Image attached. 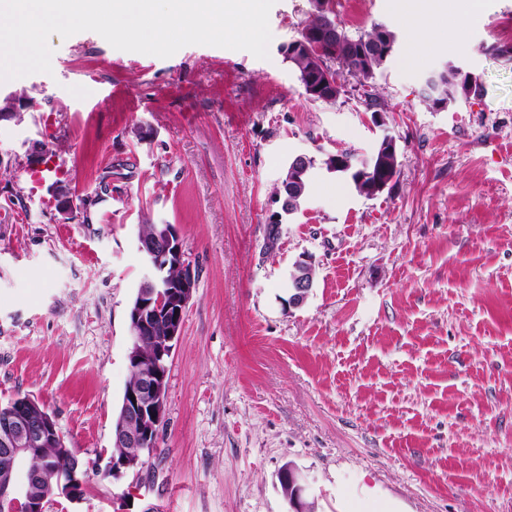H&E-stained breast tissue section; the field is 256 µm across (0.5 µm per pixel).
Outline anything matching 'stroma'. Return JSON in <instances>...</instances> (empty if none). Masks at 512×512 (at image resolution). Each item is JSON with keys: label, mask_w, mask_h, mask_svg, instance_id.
Wrapping results in <instances>:
<instances>
[{"label": "stroma", "mask_w": 512, "mask_h": 512, "mask_svg": "<svg viewBox=\"0 0 512 512\" xmlns=\"http://www.w3.org/2000/svg\"><path fill=\"white\" fill-rule=\"evenodd\" d=\"M348 34L386 23L374 81L311 99L284 49L310 0H276L269 56L187 45L167 58L98 33L51 35V73L0 83L33 108L0 121V405L55 415L93 465L77 512H289L293 464L315 512H512V0L438 22L416 49L391 0H329ZM454 61L478 95L436 111L424 79ZM398 148L368 197L315 167L264 253L276 189L300 153ZM51 157L92 223L29 179ZM172 224L198 274L168 363L160 453L102 472L129 376L127 312L142 223ZM315 286L288 306V272Z\"/></svg>", "instance_id": "stroma-1"}]
</instances>
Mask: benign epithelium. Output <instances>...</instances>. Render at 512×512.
<instances>
[{
  "label": "benign epithelium",
  "mask_w": 512,
  "mask_h": 512,
  "mask_svg": "<svg viewBox=\"0 0 512 512\" xmlns=\"http://www.w3.org/2000/svg\"><path fill=\"white\" fill-rule=\"evenodd\" d=\"M294 52L308 56L314 63H320L322 53L318 36L312 33L306 35L293 46ZM339 80L336 75L324 71L322 78L308 77L309 93L320 100L332 99V89L336 88ZM58 198L60 211L69 219H78L84 205L75 202L69 192L61 186H53ZM147 252L150 258L157 262L174 263L180 269L177 280L165 285V297L168 304L164 307L151 300H142L132 310L129 329L130 342L133 348L129 351V360L136 366L138 384L128 391L125 397V412L117 426L112 429V437L117 441L133 448H144L150 440L156 438L165 418L167 400V361L171 357L183 328L186 309L192 299L195 288V271L185 260L179 234L168 230L160 243L153 246H139ZM312 284L309 280L294 283L290 287L293 297L288 306L299 307L307 299ZM164 325V334L155 346L152 359L141 357L138 347V336L152 329L156 323ZM54 444L69 454L73 450L65 444L55 417L44 409L33 398L18 397L10 410L0 415V458L3 459V475L0 476V504L7 507L8 512H46L48 503L30 494L29 488L45 479V473L30 471L28 481L21 484L14 477L15 463L27 456L38 452L41 448ZM143 466L138 456L123 457L120 460H110V470L119 475L127 470H136ZM57 491L52 498V504L63 507L67 502L71 505L80 503L83 499L85 472L69 470L54 473ZM284 493L291 512H308V485L298 471L290 464L282 470Z\"/></svg>",
  "instance_id": "1"
}]
</instances>
